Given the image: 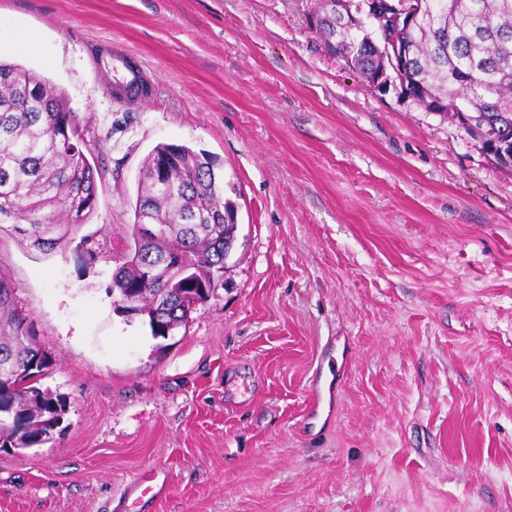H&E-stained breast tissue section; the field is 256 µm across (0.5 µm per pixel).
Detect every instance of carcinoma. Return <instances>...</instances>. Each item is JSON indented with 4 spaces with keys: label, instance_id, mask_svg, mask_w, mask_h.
Returning a JSON list of instances; mask_svg holds the SVG:
<instances>
[{
    "label": "carcinoma",
    "instance_id": "obj_1",
    "mask_svg": "<svg viewBox=\"0 0 512 512\" xmlns=\"http://www.w3.org/2000/svg\"><path fill=\"white\" fill-rule=\"evenodd\" d=\"M354 0H315L311 24L329 51L366 83L376 78L418 97L423 106L453 120L472 104L463 128L477 142H496L512 169V0H425L412 32L372 12L362 25L343 30L341 12ZM406 42L411 68L398 76L382 36ZM88 125L66 93L24 66L0 60V229L13 220L20 241L43 254L67 247L94 214L105 165L90 157ZM235 202L225 196L223 164L188 145L160 144L148 155L138 190L133 245L115 258L107 294L117 309L133 306L151 334L161 320L170 330L187 323L201 291L212 293L224 275V233ZM143 224L164 232L142 233ZM84 264L97 248L81 237ZM49 358L35 344L27 317L0 271V448L39 447L53 439L66 414L65 401L38 387Z\"/></svg>",
    "mask_w": 512,
    "mask_h": 512
}]
</instances>
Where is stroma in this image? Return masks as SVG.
Segmentation results:
<instances>
[{
  "instance_id": "1",
  "label": "stroma",
  "mask_w": 512,
  "mask_h": 512,
  "mask_svg": "<svg viewBox=\"0 0 512 512\" xmlns=\"http://www.w3.org/2000/svg\"><path fill=\"white\" fill-rule=\"evenodd\" d=\"M310 0H0V57L52 81L105 160L84 266L0 233V270L66 413L0 451V512H512V171L457 122L379 92ZM40 46L27 50L24 33ZM145 75L118 102L96 50ZM207 151L240 195L224 284L169 339L116 310L140 170ZM352 340L334 417L302 430L317 359ZM165 495L133 503L134 476Z\"/></svg>"
}]
</instances>
